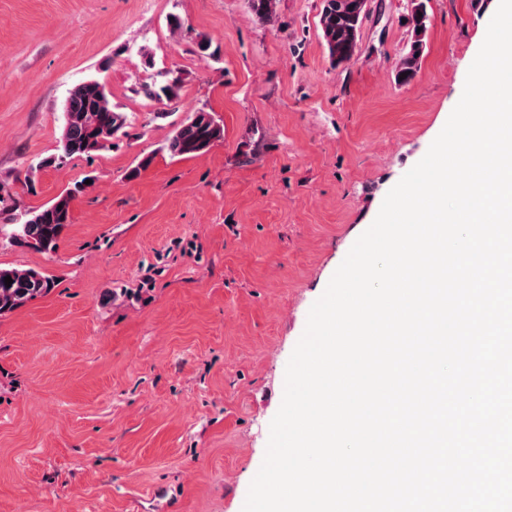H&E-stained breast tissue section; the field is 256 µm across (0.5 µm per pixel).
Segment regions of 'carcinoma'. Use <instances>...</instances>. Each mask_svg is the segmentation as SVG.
<instances>
[{
    "instance_id": "cac0c4a2",
    "label": "carcinoma",
    "mask_w": 512,
    "mask_h": 512,
    "mask_svg": "<svg viewBox=\"0 0 512 512\" xmlns=\"http://www.w3.org/2000/svg\"><path fill=\"white\" fill-rule=\"evenodd\" d=\"M277 5L278 0H249L251 11L263 23L274 21ZM366 18L362 0H321L319 25L334 64L347 63L358 53L360 31ZM428 20L424 3L414 0L408 17L412 41L409 51L398 65V73L406 74V82L412 80L417 73L420 56L425 48ZM180 83L181 78L175 76L164 85L145 89V94L150 98L164 97L170 101L176 97ZM66 104L68 112L65 113L59 155L44 159L43 164L46 166L62 158L91 156L106 148L114 135L127 124L126 114L112 105L108 93L99 90L97 80L77 86L70 93ZM223 137V125L211 112L199 108L175 126L165 149L173 156H199ZM82 190L83 187L77 184L49 205L8 218L11 228L6 232L5 225L1 224L0 234H5L10 244L44 253L53 252L63 231L71 224V201ZM7 276L13 280L9 286L5 285ZM53 287L52 278L42 271L32 268H0V315L10 313L31 299L50 293Z\"/></svg>"
}]
</instances>
